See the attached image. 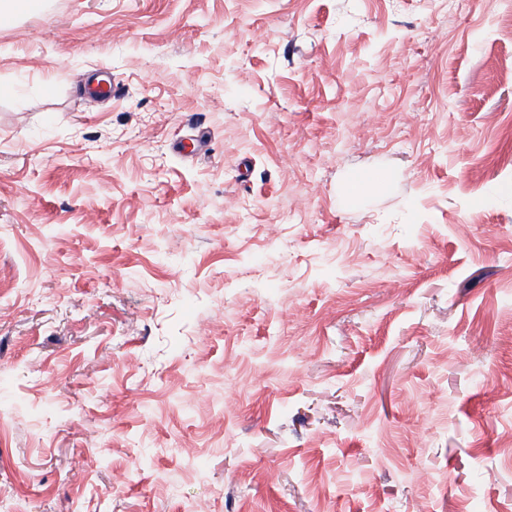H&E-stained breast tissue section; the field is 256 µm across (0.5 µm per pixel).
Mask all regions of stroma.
I'll return each mask as SVG.
<instances>
[{"label":"stroma","mask_w":512,"mask_h":512,"mask_svg":"<svg viewBox=\"0 0 512 512\" xmlns=\"http://www.w3.org/2000/svg\"><path fill=\"white\" fill-rule=\"evenodd\" d=\"M509 19L1 18L0 512H512Z\"/></svg>","instance_id":"obj_1"}]
</instances>
